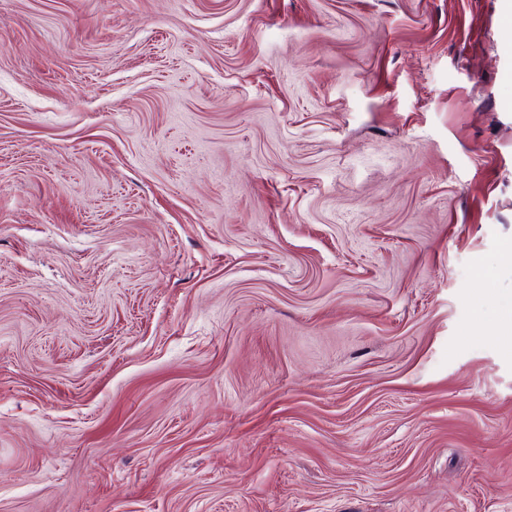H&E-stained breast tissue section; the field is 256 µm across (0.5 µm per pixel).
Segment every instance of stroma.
I'll return each mask as SVG.
<instances>
[{"mask_svg":"<svg viewBox=\"0 0 512 512\" xmlns=\"http://www.w3.org/2000/svg\"><path fill=\"white\" fill-rule=\"evenodd\" d=\"M505 0H0V512H512Z\"/></svg>","mask_w":512,"mask_h":512,"instance_id":"stroma-1","label":"stroma"}]
</instances>
